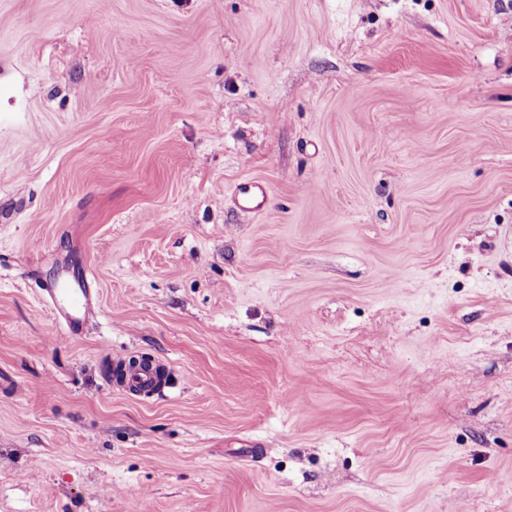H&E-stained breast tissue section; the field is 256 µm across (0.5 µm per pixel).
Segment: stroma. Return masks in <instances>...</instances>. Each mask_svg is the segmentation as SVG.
<instances>
[{
    "mask_svg": "<svg viewBox=\"0 0 512 512\" xmlns=\"http://www.w3.org/2000/svg\"><path fill=\"white\" fill-rule=\"evenodd\" d=\"M508 473L512 0H0V512H512ZM235 195L243 207L260 211L265 202L266 192L257 182L246 181L236 187ZM53 295L55 300L57 296L61 299L56 305L58 317L65 322L70 332H77L91 310L90 288H54ZM113 375L132 394L160 391L168 377L165 367L149 359L131 364L129 359L122 357L114 358Z\"/></svg>",
    "mask_w": 512,
    "mask_h": 512,
    "instance_id": "1",
    "label": "stroma"
}]
</instances>
